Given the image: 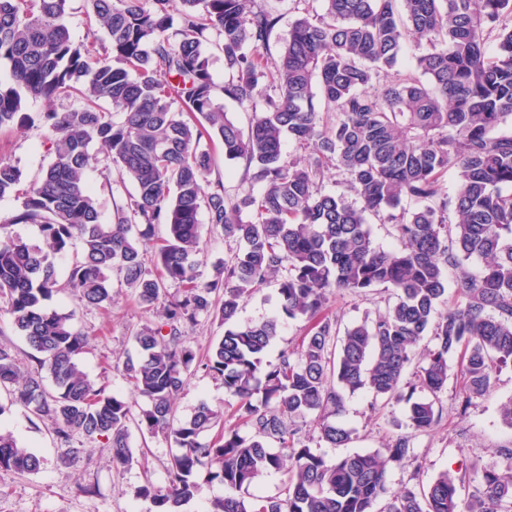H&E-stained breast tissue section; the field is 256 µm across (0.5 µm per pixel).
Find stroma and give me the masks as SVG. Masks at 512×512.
<instances>
[{
  "instance_id": "obj_1",
  "label": "stroma",
  "mask_w": 512,
  "mask_h": 512,
  "mask_svg": "<svg viewBox=\"0 0 512 512\" xmlns=\"http://www.w3.org/2000/svg\"><path fill=\"white\" fill-rule=\"evenodd\" d=\"M53 157L48 134L42 128L0 129V160L20 169L21 189H28ZM87 176L101 219L110 222L115 207L126 202L133 186L119 183L115 169L100 152L96 153ZM388 298V293L381 289L362 295L338 292L330 296L327 310L338 315L343 325L350 326L384 310ZM51 305L64 313L74 312L76 328L88 335L89 344L81 357L88 374L105 385L108 392L122 395L133 410L145 408L146 400L133 392L115 362L134 354L131 335L153 319V311L140 305L124 287L113 288L112 305L105 310L79 307L68 293L55 296ZM448 364V388L439 393L435 403L441 420L434 431L415 436L416 464H389L388 483L392 489H420L448 470L463 476L466 489L471 492L480 487L485 468L507 466L498 451L512 448V427L505 424L501 415L502 407L512 402V366L497 372L490 393L474 400L462 414L456 404L460 389L456 358H449ZM224 400L222 382L196 366L188 385L175 400L174 414L184 418L200 402L219 407ZM406 411L401 402L373 403L366 392L346 395L342 421L353 431L351 442L330 448L313 437L308 445L329 458L383 450L400 426L405 425ZM0 428L11 431L42 460L40 470L34 474L0 469V512H154L152 504L136 498L135 492L147 480L155 486H165L173 441L160 435L146 439L139 431H132V448H149V466L144 469L135 464L117 471L109 462L110 448L100 441L84 443L74 464L61 465L49 423L35 419L22 408H10L1 415Z\"/></svg>"
}]
</instances>
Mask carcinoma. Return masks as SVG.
Segmentation results:
<instances>
[{
  "mask_svg": "<svg viewBox=\"0 0 512 512\" xmlns=\"http://www.w3.org/2000/svg\"><path fill=\"white\" fill-rule=\"evenodd\" d=\"M68 2L0 0V61L12 76L0 84V129L44 127L55 153L20 208L0 216V301L34 363L21 369L15 350L0 345L10 405L52 423L65 465L83 441L103 438L112 468L131 466L132 426L171 439L167 485L137 491L155 512H180L203 473L224 485L209 512H512V464L486 470L465 497L446 471L420 491H393L387 479L388 463L416 462L413 437L440 422L435 402L414 394L447 388L448 356L460 359L462 412L512 365V0H320V13L315 0H295L301 14L275 58L264 50L280 16L258 0H87L106 33L100 51L72 41ZM410 37L425 41L415 70L376 87ZM208 45L224 55L219 89ZM218 91L254 109L248 131L227 118ZM25 94L75 104L34 118ZM286 137L316 153L305 164L286 157ZM204 140L218 141L224 159L243 163L242 181L263 190L231 197L222 179H208L214 158ZM95 143L135 189L109 224L87 185ZM450 169L452 196L442 183ZM333 178L342 192L325 190ZM20 182V170L0 161V197ZM405 199L416 206L401 207ZM202 209L224 241L239 244L208 281ZM370 215L391 224L400 247L373 244ZM18 224L38 225L42 243L14 234ZM159 225L166 237L150 268L144 251ZM70 250L62 281L55 257ZM449 270L453 305L441 315ZM114 276L156 311L122 363L149 402L138 413L84 371L88 336L73 314L49 306L68 288L81 306L105 309ZM271 278L274 315L238 322L241 304ZM375 288L396 295L376 317L343 329L325 313L333 293ZM204 315L224 324L202 366L222 381L230 424L205 401L174 418L196 359L183 327ZM302 320L301 343L264 360L281 326ZM427 336V363L408 384ZM358 391L405 402L406 432L382 452L335 460L314 452L302 439L306 417L319 440L344 446L352 430L336 417L345 394ZM41 464L0 431V469L35 473ZM281 470L278 494L241 495Z\"/></svg>",
  "mask_w": 512,
  "mask_h": 512,
  "instance_id": "carcinoma-1",
  "label": "carcinoma"
}]
</instances>
